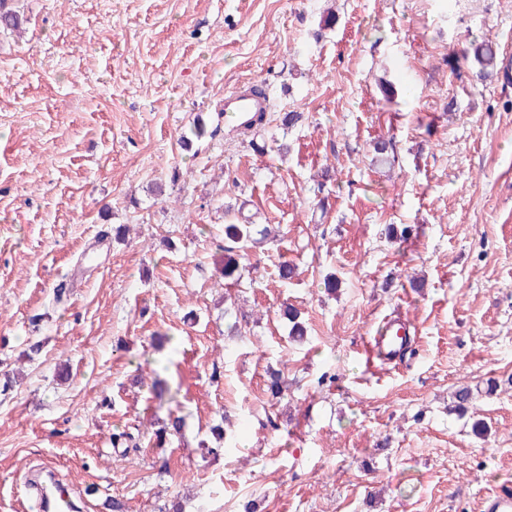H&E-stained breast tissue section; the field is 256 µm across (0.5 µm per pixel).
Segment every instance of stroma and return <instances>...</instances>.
<instances>
[{"mask_svg":"<svg viewBox=\"0 0 512 512\" xmlns=\"http://www.w3.org/2000/svg\"><path fill=\"white\" fill-rule=\"evenodd\" d=\"M7 4L23 28L0 29V512L32 508L41 467L82 512H482L512 488V81L462 58L512 49V0ZM256 84L261 152L223 117ZM287 112L304 118L283 128ZM229 212L280 231L231 290ZM115 224L129 233L103 238ZM399 318L412 353L366 367ZM270 367L288 382L275 431ZM155 378L185 420L161 448ZM462 384L478 394L458 417ZM220 422L228 445L206 455ZM464 57H471L472 60L479 66L485 73H491L495 67V53L489 41L482 40L480 42H473Z\"/></svg>","mask_w":512,"mask_h":512,"instance_id":"obj_1","label":"stroma"}]
</instances>
